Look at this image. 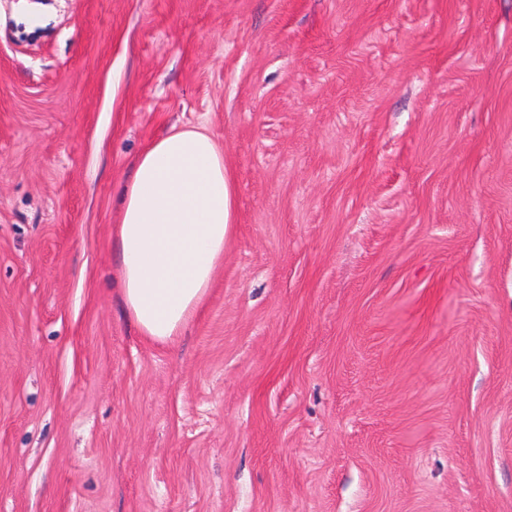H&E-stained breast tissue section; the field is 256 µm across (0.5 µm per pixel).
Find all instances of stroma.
Wrapping results in <instances>:
<instances>
[{"label":"stroma","instance_id":"35a3bbf8","mask_svg":"<svg viewBox=\"0 0 512 512\" xmlns=\"http://www.w3.org/2000/svg\"><path fill=\"white\" fill-rule=\"evenodd\" d=\"M197 124L234 225L153 345L111 224ZM0 512H512V0H0Z\"/></svg>","mask_w":512,"mask_h":512}]
</instances>
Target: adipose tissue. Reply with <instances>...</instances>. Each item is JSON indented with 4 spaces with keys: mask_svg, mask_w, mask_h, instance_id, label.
<instances>
[{
    "mask_svg": "<svg viewBox=\"0 0 512 512\" xmlns=\"http://www.w3.org/2000/svg\"><path fill=\"white\" fill-rule=\"evenodd\" d=\"M234 209L224 153L206 127L172 129L140 154L112 245L125 305L147 341L172 342L203 307Z\"/></svg>",
    "mask_w": 512,
    "mask_h": 512,
    "instance_id": "ef3b65f1",
    "label": "adipose tissue"
}]
</instances>
